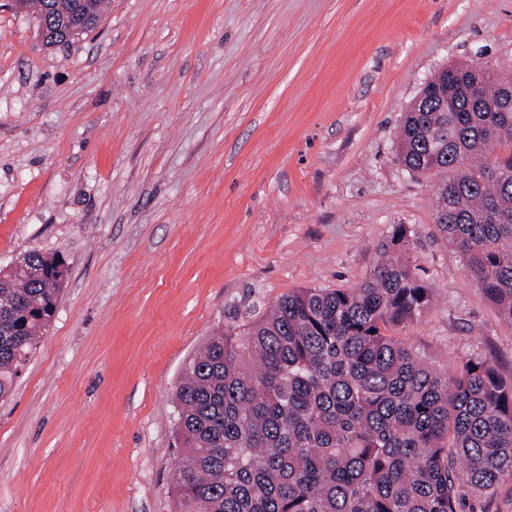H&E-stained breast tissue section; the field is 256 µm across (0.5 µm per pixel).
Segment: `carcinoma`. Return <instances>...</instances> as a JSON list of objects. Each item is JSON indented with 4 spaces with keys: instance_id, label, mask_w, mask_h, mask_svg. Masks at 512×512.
Instances as JSON below:
<instances>
[{
    "instance_id": "cac0c4a2",
    "label": "carcinoma",
    "mask_w": 512,
    "mask_h": 512,
    "mask_svg": "<svg viewBox=\"0 0 512 512\" xmlns=\"http://www.w3.org/2000/svg\"><path fill=\"white\" fill-rule=\"evenodd\" d=\"M67 15L77 0H15ZM478 79L473 88L472 79ZM400 128L398 160L438 182L435 224L512 322V73L443 69ZM393 226L357 288H300L236 335L209 337L174 392L176 512H460L512 478V378L470 357L448 374L392 335L434 290ZM0 271V400L46 332L64 281L42 253Z\"/></svg>"
}]
</instances>
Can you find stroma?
Here are the masks:
<instances>
[{
    "label": "stroma",
    "instance_id": "obj_1",
    "mask_svg": "<svg viewBox=\"0 0 512 512\" xmlns=\"http://www.w3.org/2000/svg\"><path fill=\"white\" fill-rule=\"evenodd\" d=\"M512 66V0H108L45 46L0 0V269L67 268L0 401V512H174L193 351L299 288H356L393 225L438 301L398 336L512 377V323L396 156L437 70Z\"/></svg>",
    "mask_w": 512,
    "mask_h": 512
}]
</instances>
